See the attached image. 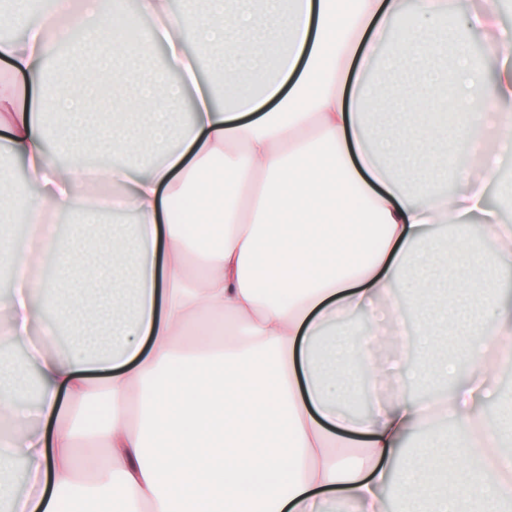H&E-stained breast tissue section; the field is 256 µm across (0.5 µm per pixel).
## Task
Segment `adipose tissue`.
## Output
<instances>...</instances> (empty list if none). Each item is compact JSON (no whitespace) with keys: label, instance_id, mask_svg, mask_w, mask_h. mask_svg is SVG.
I'll return each instance as SVG.
<instances>
[{"label":"adipose tissue","instance_id":"obj_1","mask_svg":"<svg viewBox=\"0 0 512 512\" xmlns=\"http://www.w3.org/2000/svg\"><path fill=\"white\" fill-rule=\"evenodd\" d=\"M266 11L260 22L247 0L225 17L197 0L177 13L138 0L156 25L128 46L109 32L132 19L104 27L100 0H85L76 20L102 52L62 88L41 80L52 50L41 23L0 41L12 73L0 129L34 188L19 210L0 208V335L26 351L24 366L0 362V512H319L325 500L345 512H499L512 500V397L494 377L512 362V303L487 275L512 268V225L487 202L512 149V32L499 0L458 20L497 63L489 82L472 53L434 35L448 0H266ZM229 28L240 35L228 43ZM191 42L222 48L212 78H200ZM159 45L180 78H132L128 52ZM447 54L445 75L433 61ZM404 67L420 92L385 100ZM121 81L133 94L103 108ZM185 100L176 139L172 111ZM90 121L133 226L113 225L88 252L76 233L12 247L14 222L102 215L80 135ZM462 140L477 163L442 193L432 153L454 155ZM467 215L481 217L482 241ZM435 224L455 228L441 298ZM50 255L74 283L40 274ZM398 284L410 312L393 299ZM223 314L226 329L212 322ZM359 314L371 322L362 335L349 326ZM193 330L206 342L181 351ZM444 333L469 362L463 381ZM406 372L421 397L384 396ZM102 393L108 414L89 424ZM438 420L458 438L442 439ZM415 434L437 451L424 469L402 448ZM82 442L104 449L100 467L76 466ZM339 448L358 449L353 465ZM18 464L22 494L8 478Z\"/></svg>","mask_w":512,"mask_h":512}]
</instances>
